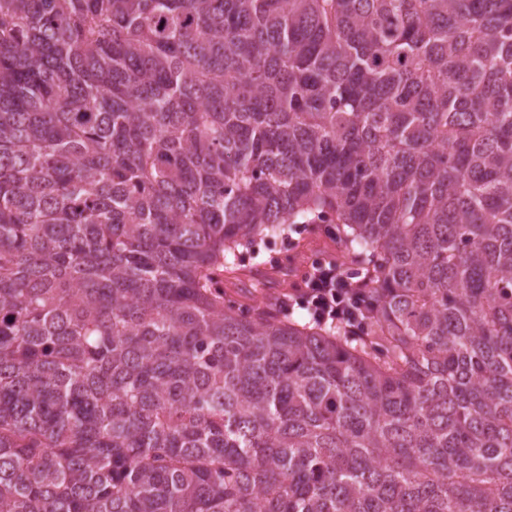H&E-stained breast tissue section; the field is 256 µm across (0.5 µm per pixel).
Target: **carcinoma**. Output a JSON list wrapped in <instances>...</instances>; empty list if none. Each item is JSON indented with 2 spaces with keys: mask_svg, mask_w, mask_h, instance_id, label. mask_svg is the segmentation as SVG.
Here are the masks:
<instances>
[{
  "mask_svg": "<svg viewBox=\"0 0 512 512\" xmlns=\"http://www.w3.org/2000/svg\"><path fill=\"white\" fill-rule=\"evenodd\" d=\"M0 512H512V0H0ZM312 225H317L318 231H313ZM320 228H328L331 234H325ZM338 252L343 254L331 224L298 225L286 238L265 241L249 252L244 250L239 263L246 270L239 271L238 280L224 278V292L249 306L264 298L279 300L284 292L289 293L294 283V288L302 284V276L313 259H336L314 263L303 276V287L296 288L292 297H282L277 307L289 310L296 320H308L304 310L297 306L293 310L296 304L322 322H340L351 333L358 334L362 331V310L372 301L362 290V281L354 280L360 275H354L337 262ZM287 254L288 264L282 268L278 261Z\"/></svg>",
  "mask_w": 512,
  "mask_h": 512,
  "instance_id": "obj_1",
  "label": "carcinoma"
}]
</instances>
